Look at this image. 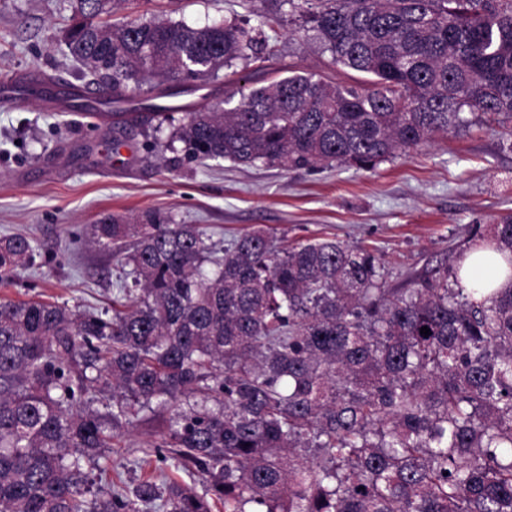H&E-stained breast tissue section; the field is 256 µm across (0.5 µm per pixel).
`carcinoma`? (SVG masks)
<instances>
[{"label": "carcinoma", "mask_w": 512, "mask_h": 512, "mask_svg": "<svg viewBox=\"0 0 512 512\" xmlns=\"http://www.w3.org/2000/svg\"><path fill=\"white\" fill-rule=\"evenodd\" d=\"M76 0L66 45L100 107L151 77L216 79L275 53L226 20L97 21ZM335 65L291 71L187 113V160L372 170L436 134L512 118V0H279ZM89 242L130 267L112 316L0 303V512H512V287L468 288L466 253L512 272V216L453 264L387 288L383 256L336 238L247 231L218 254L196 224L107 215ZM34 241L0 238V281ZM428 327L431 335L420 334ZM111 393L102 409L97 396ZM187 408H182V405ZM170 407L155 448L207 483L91 491L86 468L139 413Z\"/></svg>", "instance_id": "carcinoma-1"}]
</instances>
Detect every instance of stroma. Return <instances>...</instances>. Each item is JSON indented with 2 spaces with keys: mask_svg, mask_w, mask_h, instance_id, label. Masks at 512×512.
<instances>
[{
  "mask_svg": "<svg viewBox=\"0 0 512 512\" xmlns=\"http://www.w3.org/2000/svg\"><path fill=\"white\" fill-rule=\"evenodd\" d=\"M270 0H122L116 17L153 16L201 25L233 19L257 26ZM75 0H0V81L17 76L44 85L83 82V67L65 42ZM266 61L240 59L217 81L169 80L134 88L122 110L147 111L158 89L183 121L186 111L224 99L226 83L259 86L288 71H313L332 82L360 80L332 65L299 21L271 34ZM173 124L140 122L122 129L78 112L47 111L41 97L0 102V237L22 233L37 253L32 267L0 281V301L44 300L103 313L125 276L117 255L88 245L89 227L115 215L130 220L158 210L177 224H197L213 243L256 227L291 241L336 237L378 249L386 285L407 287L423 269L452 257L478 228L512 214V119L438 136L374 170L344 166L285 171L228 160L174 163ZM120 152H113V140ZM169 410L143 412L123 430L106 459L122 484L165 473L184 482L157 441Z\"/></svg>",
  "mask_w": 512,
  "mask_h": 512,
  "instance_id": "1",
  "label": "stroma"
}]
</instances>
